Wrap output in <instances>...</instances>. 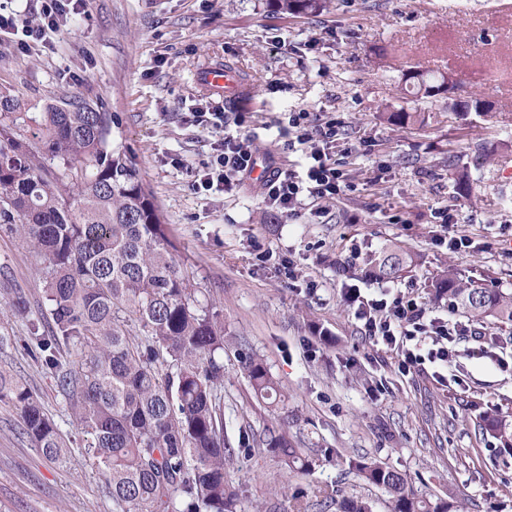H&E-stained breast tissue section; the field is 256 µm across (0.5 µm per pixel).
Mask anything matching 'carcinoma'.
Listing matches in <instances>:
<instances>
[{"label": "carcinoma", "instance_id": "carcinoma-1", "mask_svg": "<svg viewBox=\"0 0 512 512\" xmlns=\"http://www.w3.org/2000/svg\"><path fill=\"white\" fill-rule=\"evenodd\" d=\"M327 0H270L283 15L320 14ZM405 91L434 97L456 87L440 68L405 62ZM426 113L404 109L387 121L422 125ZM116 113L102 101L70 100L28 112L0 96V227L28 248L45 283L49 335L32 325L31 345L69 389V413L86 436V454L112 489L116 512H237L239 489L227 479L229 449L217 389L224 383V319L179 255L168 224L131 149L111 142ZM485 147L475 148V172H454L470 192L487 170ZM416 257L398 248L378 265L390 279ZM434 296L476 321L512 325V291L486 288L443 272ZM64 345L81 371L62 367ZM242 367L257 398L281 401V386L263 359L244 352ZM0 402L19 411L25 435L54 463L65 444L32 392L0 368ZM264 445L284 465L309 472L313 462L288 427ZM365 483L384 488L390 512H461L453 496H423L411 477L375 460L350 462ZM336 512H373L365 498H336Z\"/></svg>", "mask_w": 512, "mask_h": 512}]
</instances>
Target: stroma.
Here are the masks:
<instances>
[{
	"label": "stroma",
	"mask_w": 512,
	"mask_h": 512,
	"mask_svg": "<svg viewBox=\"0 0 512 512\" xmlns=\"http://www.w3.org/2000/svg\"><path fill=\"white\" fill-rule=\"evenodd\" d=\"M395 44L413 61L453 66L456 98L478 96L496 119L448 109L446 95H404ZM512 68V0H333L322 15L282 16L268 0H86L82 19L53 42L21 53L0 40V93L40 110L76 98L103 101L121 119L119 141L133 149L180 255L193 264L207 298L234 338L224 349V438L235 454L226 475L240 490L241 512H336L321 496H362L389 512L388 494L349 465L372 458L407 473L420 493H453L466 512H512V452L492 437L487 415L512 416V327L482 324L496 355L478 342L458 345L447 379L431 370L401 372L395 351L375 344L341 295L339 266L355 271L362 295L405 294L458 321L429 285L451 268L487 287L512 289V155L497 159L473 196H458L449 162L465 166L472 148L512 141V79L488 74L485 59ZM220 60L245 77L246 96L216 100L197 91L196 72ZM297 107L334 112L347 124L337 156L353 185L333 201L304 199L297 216L273 214L253 177L234 194L192 191L185 165L203 168L222 131L216 112H247L258 161L301 160L277 125ZM429 113L427 126L397 128L385 113ZM325 210L317 219V210ZM456 217L472 248L434 241L435 211ZM419 262L390 280H364L389 244ZM269 251L268 261L256 258ZM291 262L300 281L283 269ZM315 281L307 290L306 281ZM23 294L26 314L10 303ZM44 308L43 281L29 250L0 229V351L37 395L68 445L69 461H47L23 434L14 406L0 403V512H114L105 477L91 464L57 376L33 357L30 319ZM264 359L285 407L259 402L239 361ZM287 419L290 437L314 458L310 474L289 471L265 450L267 427Z\"/></svg>",
	"instance_id": "obj_1"
}]
</instances>
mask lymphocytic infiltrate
<instances>
[{"label": "lymphocytic infiltrate", "mask_w": 512, "mask_h": 512, "mask_svg": "<svg viewBox=\"0 0 512 512\" xmlns=\"http://www.w3.org/2000/svg\"><path fill=\"white\" fill-rule=\"evenodd\" d=\"M84 0H26L24 13L0 12V33L21 31L20 49L31 44L49 43L67 19L84 11ZM283 127L291 143L304 155L299 168H273L258 185L263 203L277 215L293 217L304 198L333 200L350 190L351 185L336 157V148L345 136L344 123L333 112L313 114L290 111ZM256 164L252 138L244 133L222 139L210 164L192 172L190 186L195 190L232 191L238 175L252 172ZM345 296L356 304L355 316L362 321L366 336L398 352V367L411 372L424 363H450L457 355L456 346L471 336L469 324L448 322L427 312L410 297H362L358 286L345 288ZM432 349H425V341Z\"/></svg>", "instance_id": "f902f5d3"}]
</instances>
